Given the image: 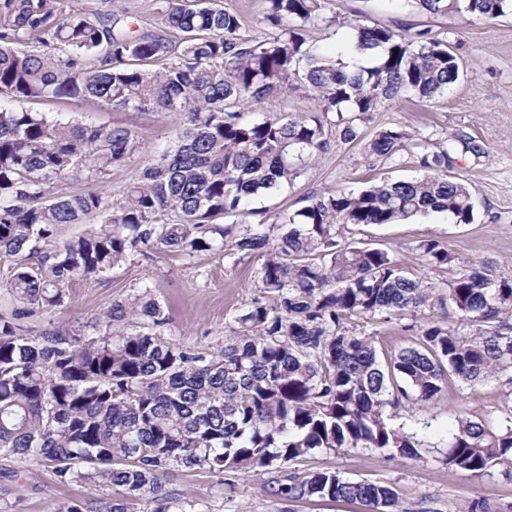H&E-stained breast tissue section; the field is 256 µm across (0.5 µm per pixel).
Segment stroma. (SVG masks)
I'll use <instances>...</instances> for the list:
<instances>
[{"label":"stroma","instance_id":"stroma-1","mask_svg":"<svg viewBox=\"0 0 512 512\" xmlns=\"http://www.w3.org/2000/svg\"><path fill=\"white\" fill-rule=\"evenodd\" d=\"M331 12L361 16L371 24L394 28L430 29L448 41L462 59L464 74L441 97L428 103L404 100L374 113L370 130L400 126L413 138L392 160L370 156L360 144L331 141L293 186L253 199L252 205L275 215L293 212L309 197L357 190L370 179L400 180L423 175L422 139L439 143L448 137H470L482 155H460L454 176L469 186L475 221L454 224L437 213L385 225L348 226L343 245H371L393 254L402 265L436 292H444L458 272L483 267L497 277H512V16L490 22H472L450 14L432 17L410 11L399 0H331ZM30 110L59 114L84 123L123 126L139 136L138 153L124 166L113 168L99 190L120 199L144 161L156 158L173 140L179 116L173 112H115L82 99L29 102ZM434 239L456 258L453 267L426 265L418 246ZM255 259L222 258L203 252L192 258L174 254L135 255L109 277L87 279L71 288L62 307L37 316H21L20 325L38 334L45 330L71 331L95 321L112 301L126 298L139 286L150 285L165 306L169 323L165 334L188 346L205 350L223 347L231 317L253 296ZM443 310L425 305L416 311L383 319H355L357 332L372 336L380 357L418 345V325L444 320ZM504 392L491 379L475 388L459 384L443 387L430 408L400 412L396 426L425 433L444 428L460 414L479 416L496 411ZM300 469L332 467L354 481L393 485L406 512H465L472 500L512 503V482L502 477L473 478L448 470L438 452L412 460L380 451L317 455ZM167 488L195 512H367L358 503L310 499L288 501L276 494L270 475L215 476L179 471ZM87 487L55 482L42 466L0 457V512H54L58 505L92 499Z\"/></svg>","mask_w":512,"mask_h":512}]
</instances>
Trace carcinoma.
Segmentation results:
<instances>
[{"label": "carcinoma", "mask_w": 512, "mask_h": 512, "mask_svg": "<svg viewBox=\"0 0 512 512\" xmlns=\"http://www.w3.org/2000/svg\"><path fill=\"white\" fill-rule=\"evenodd\" d=\"M263 2L269 32L246 37L241 16L218 0H156L153 33L72 0H0V259H14L7 294L27 314L62 306L73 283L103 278L138 251L262 260L255 295L215 353L165 336L166 309L147 284L72 332L33 336L18 316L0 318V454L40 462L61 484L109 491L106 512H129L137 498L148 512H188L166 490L176 471L276 473L336 452L421 460L444 448L457 472L511 480L512 278L473 268L435 295L388 251L338 241L349 224L429 212L473 223L470 188L448 172L457 146L481 148L451 138L423 155L418 178L313 195L272 222L249 207L293 185L331 131L394 158L411 134L389 126L367 136L372 114L444 94L463 74L460 58L428 29L328 17L330 0ZM403 2L431 16L512 15V0ZM322 24L347 28L348 40L330 51L308 45L306 28ZM292 89L313 111L269 108L252 119L240 111ZM76 98L182 117L174 145L146 162L117 202L92 185L136 153V132L18 107ZM62 224L90 229L43 252L40 241ZM419 250L434 267L454 262L434 239ZM432 299L449 321L421 326L420 346L384 363L371 337L346 326ZM488 379L506 388L497 411L454 417L444 439L393 424L396 411L431 405L449 380ZM277 494L401 512L393 486L330 467L288 474Z\"/></svg>", "instance_id": "cac0c4a2"}]
</instances>
